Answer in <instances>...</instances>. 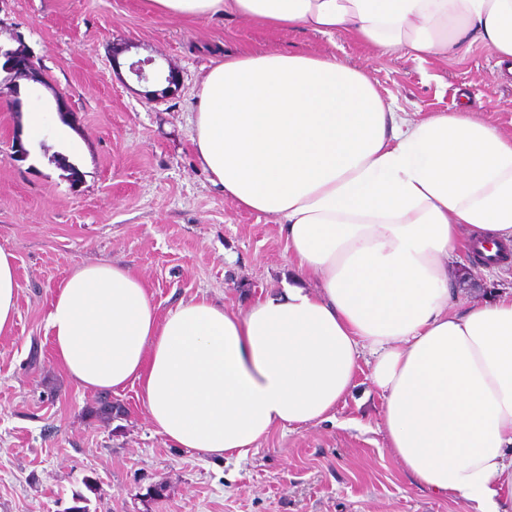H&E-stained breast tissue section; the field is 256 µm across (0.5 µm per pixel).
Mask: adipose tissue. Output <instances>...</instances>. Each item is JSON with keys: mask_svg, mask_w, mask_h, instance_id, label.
<instances>
[{"mask_svg": "<svg viewBox=\"0 0 512 512\" xmlns=\"http://www.w3.org/2000/svg\"><path fill=\"white\" fill-rule=\"evenodd\" d=\"M161 16L341 34L417 59L480 43L512 73V0H147ZM200 168L237 208L275 217L293 273L234 310L201 295L158 314L132 267L75 268L46 320L79 387H138L173 447L245 458L273 429L334 417L360 369L414 483L512 512V287L467 301L464 252L500 275L512 246V135L466 109L417 119L333 55L213 61L194 87ZM0 249V335L15 324Z\"/></svg>", "mask_w": 512, "mask_h": 512, "instance_id": "obj_1", "label": "adipose tissue"}]
</instances>
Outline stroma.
<instances>
[{
    "instance_id": "stroma-1",
    "label": "stroma",
    "mask_w": 512,
    "mask_h": 512,
    "mask_svg": "<svg viewBox=\"0 0 512 512\" xmlns=\"http://www.w3.org/2000/svg\"><path fill=\"white\" fill-rule=\"evenodd\" d=\"M16 31L50 84H22L18 108L0 93V248L19 282L16 324L0 335V512H64L77 492L89 512H466L416 486L390 453L367 375L335 420L275 429L248 458L216 460L171 447L130 387L115 398L123 415L88 419L99 396L57 363L46 318L57 287L86 263L131 265L162 313L201 294L244 308L289 277L275 218L235 207L196 163L193 88L211 61L266 48L331 53L396 111L420 118L465 97L472 117L512 134V85L494 76L486 49L419 62L237 17L156 16L146 0H0V44ZM146 58L140 82L128 65ZM172 71L181 89L166 96ZM35 105L49 119L33 137L25 112ZM450 277L466 299L508 283L467 254ZM156 485L162 497H150Z\"/></svg>"
}]
</instances>
